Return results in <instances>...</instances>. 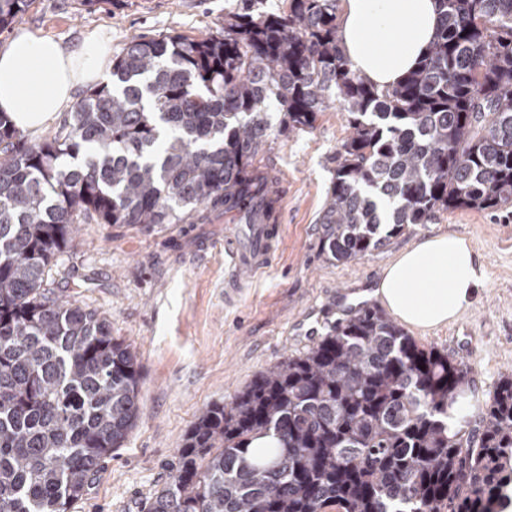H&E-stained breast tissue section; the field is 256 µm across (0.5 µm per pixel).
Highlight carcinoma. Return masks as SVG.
Returning <instances> with one entry per match:
<instances>
[{
    "instance_id": "1",
    "label": "carcinoma",
    "mask_w": 512,
    "mask_h": 512,
    "mask_svg": "<svg viewBox=\"0 0 512 512\" xmlns=\"http://www.w3.org/2000/svg\"><path fill=\"white\" fill-rule=\"evenodd\" d=\"M337 2L133 37L112 85L41 144L0 115V512H68L139 417L130 345L45 287L54 261L91 219L152 229L203 206L275 223L276 181L254 174L270 106L282 134L329 101L351 114L320 219L338 262L439 211L512 206V0H439L428 53L382 89L342 54ZM31 4L0 0V30ZM468 374L365 307L207 407L147 512H501L512 375L476 417L452 415Z\"/></svg>"
}]
</instances>
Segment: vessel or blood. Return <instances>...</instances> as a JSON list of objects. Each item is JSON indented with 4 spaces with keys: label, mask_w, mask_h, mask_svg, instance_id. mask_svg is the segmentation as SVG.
<instances>
[{
    "label": "vessel or blood",
    "mask_w": 512,
    "mask_h": 512,
    "mask_svg": "<svg viewBox=\"0 0 512 512\" xmlns=\"http://www.w3.org/2000/svg\"><path fill=\"white\" fill-rule=\"evenodd\" d=\"M281 238L282 228L277 224H251L244 239L233 236L225 238V299L238 297L248 280L261 275L272 265Z\"/></svg>",
    "instance_id": "b4317fda"
}]
</instances>
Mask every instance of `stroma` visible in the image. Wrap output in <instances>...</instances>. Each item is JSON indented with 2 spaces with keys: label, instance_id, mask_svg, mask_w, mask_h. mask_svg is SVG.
I'll use <instances>...</instances> for the list:
<instances>
[{
  "label": "stroma",
  "instance_id": "stroma-1",
  "mask_svg": "<svg viewBox=\"0 0 512 512\" xmlns=\"http://www.w3.org/2000/svg\"><path fill=\"white\" fill-rule=\"evenodd\" d=\"M242 0H34L0 30V45L27 31L71 51L101 32L120 54L132 36L195 37L219 33ZM349 114L328 103L313 129L272 135L256 158L282 187L283 240L273 264L234 302L224 299V239L229 215L204 213L192 224L146 231L123 224H82L58 256L50 279L71 300L110 322L130 344L140 370V417L120 448L102 459L87 492L69 512H146L165 488L187 431L209 405L229 400L259 373L305 352L328 326L346 319L349 297L382 301L375 290L386 266L408 246L445 233L478 251L486 278L456 321L409 334L464 362L470 380L461 400L488 401L512 374V207L438 213L411 224L365 256L337 262L323 248L319 222L336 170V151L350 133Z\"/></svg>",
  "mask_w": 512,
  "mask_h": 512
}]
</instances>
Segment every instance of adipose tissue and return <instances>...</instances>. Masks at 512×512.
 Here are the masks:
<instances>
[{
	"label": "adipose tissue",
	"instance_id": "ef3b65f1",
	"mask_svg": "<svg viewBox=\"0 0 512 512\" xmlns=\"http://www.w3.org/2000/svg\"><path fill=\"white\" fill-rule=\"evenodd\" d=\"M437 25L436 0H343L339 46L353 70L384 88L417 67ZM109 70L108 44L99 35L65 56L53 39L20 33L0 47V112L20 130H38L72 103L76 85ZM483 283L471 244L442 234L406 248L376 293L402 323L427 329L459 318Z\"/></svg>",
	"mask_w": 512,
	"mask_h": 512
}]
</instances>
